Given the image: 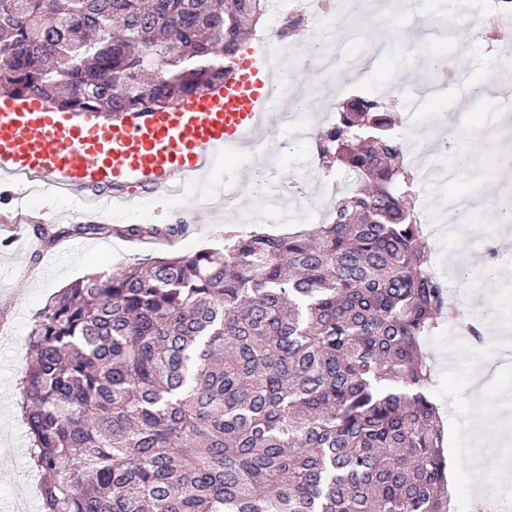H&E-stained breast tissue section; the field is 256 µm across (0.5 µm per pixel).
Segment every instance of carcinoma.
<instances>
[{"label": "carcinoma", "instance_id": "carcinoma-1", "mask_svg": "<svg viewBox=\"0 0 512 512\" xmlns=\"http://www.w3.org/2000/svg\"><path fill=\"white\" fill-rule=\"evenodd\" d=\"M269 5L0 0V95L168 110L224 85ZM394 108L352 95L315 134L319 168L355 176L326 223L138 259L37 313L22 411L45 512H449L422 347L446 297Z\"/></svg>", "mask_w": 512, "mask_h": 512}]
</instances>
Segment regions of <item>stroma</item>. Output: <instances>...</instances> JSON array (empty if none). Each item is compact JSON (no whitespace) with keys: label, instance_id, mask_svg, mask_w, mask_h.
<instances>
[{"label":"stroma","instance_id":"35a3bbf8","mask_svg":"<svg viewBox=\"0 0 512 512\" xmlns=\"http://www.w3.org/2000/svg\"><path fill=\"white\" fill-rule=\"evenodd\" d=\"M486 0H468L464 11L448 18L441 0H342L336 13L316 29H305L296 42L308 51L343 42L350 54L367 61L365 75L354 90L369 95L395 96L405 126L413 139L439 141L442 127L457 131L452 147L438 163L452 167L455 177L443 181L417 174L415 190L426 223L441 228L428 238L429 261L438 270L456 314H480L487 319L482 343L457 334L448 319H439L425 338L431 355L442 360L439 379L445 392L435 401L442 413L444 454L457 474L452 488L453 512H474L479 486L493 497L512 495V226L494 223L483 202L494 189L512 187V165L501 166L493 156L499 151L497 134L503 131V98L481 94L480 89L512 79L503 70L499 53L512 48V35L499 30L475 37L472 24L481 23ZM423 43L427 52L411 59L407 42ZM466 57L461 92L445 97L425 95L424 81L434 70V59ZM283 108H275L272 123L286 151V162L275 163L269 154L244 156L223 164L208 177L209 187L225 183L243 186L246 174L259 172L266 193L280 194L284 212H270L254 196L239 194L230 212L207 208L186 191L181 202L155 203L139 199L135 221L145 226L177 225L176 243L134 241L116 234H79L68 213L69 200L38 194L31 198L39 220L28 228L41 248L22 251L0 238V321L8 329L0 337V512H44L40 475L31 461L32 441L23 418L21 379L32 350L28 335L37 313L58 291L90 273L110 271L135 258L172 251L191 254L221 245L227 227L245 234L254 230L285 234L316 223L306 197L331 202L335 191L319 172L312 138H298V122H286ZM459 195L472 203L470 218L458 226L448 211ZM195 211L198 224L182 227V216ZM57 244H49L52 236ZM494 236L500 252L495 271H488L487 236Z\"/></svg>","mask_w":512,"mask_h":512}]
</instances>
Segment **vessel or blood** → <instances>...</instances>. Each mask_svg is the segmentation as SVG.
<instances>
[{
    "instance_id": "obj_1",
    "label": "vessel or blood",
    "mask_w": 512,
    "mask_h": 512,
    "mask_svg": "<svg viewBox=\"0 0 512 512\" xmlns=\"http://www.w3.org/2000/svg\"><path fill=\"white\" fill-rule=\"evenodd\" d=\"M280 66L260 42L223 89L109 121L93 112H50L27 97L0 100V181L22 199L27 180H35L44 192L75 201L78 217L95 224L136 191L168 198L174 188L199 182L228 150L257 153Z\"/></svg>"
}]
</instances>
